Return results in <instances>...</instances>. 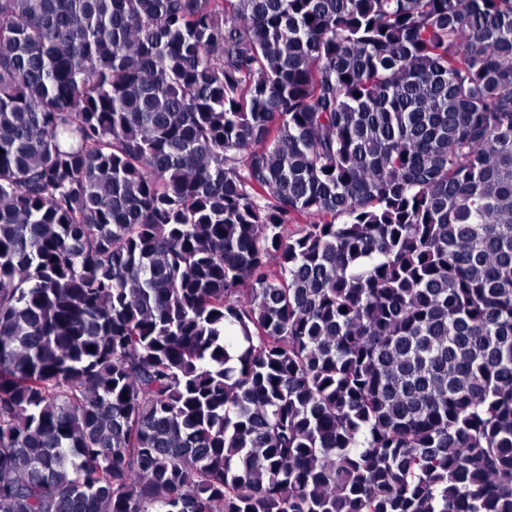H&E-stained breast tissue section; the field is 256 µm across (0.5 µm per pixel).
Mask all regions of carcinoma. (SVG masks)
<instances>
[{
  "instance_id": "obj_1",
  "label": "carcinoma",
  "mask_w": 512,
  "mask_h": 512,
  "mask_svg": "<svg viewBox=\"0 0 512 512\" xmlns=\"http://www.w3.org/2000/svg\"><path fill=\"white\" fill-rule=\"evenodd\" d=\"M0 512H512V0H0Z\"/></svg>"
}]
</instances>
